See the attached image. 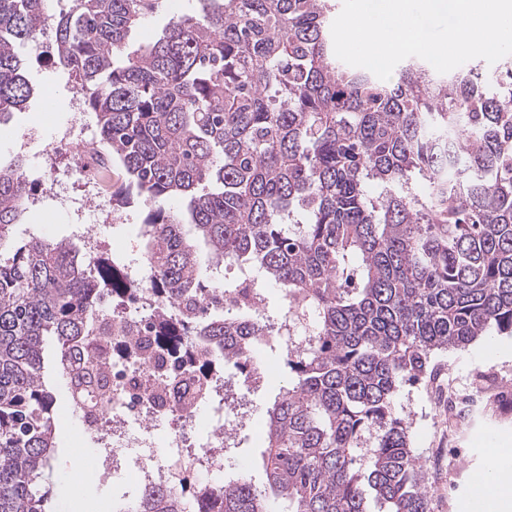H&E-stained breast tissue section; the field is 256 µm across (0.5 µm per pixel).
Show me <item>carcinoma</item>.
Returning <instances> with one entry per match:
<instances>
[{
    "mask_svg": "<svg viewBox=\"0 0 512 512\" xmlns=\"http://www.w3.org/2000/svg\"><path fill=\"white\" fill-rule=\"evenodd\" d=\"M45 2L0 0V118L33 95L17 46L38 36ZM198 2L132 50L129 31L159 0H71L55 21L56 64L122 165L112 209L146 211L156 335L202 336L196 347L226 360L261 347L288 386L268 411L264 486L239 472L126 512H270L273 497L288 512H430L394 398L432 374L433 351L512 335V55L493 79L476 66L439 77L411 57L384 81L339 63L334 0ZM31 191L22 159L0 165V512H45L51 497L48 345L69 380L64 361L77 360L101 298L136 288L119 260L10 240ZM225 264L256 279L265 323L245 302L201 315L174 306L216 298ZM269 284L305 349L267 331L279 322ZM69 397L95 400L80 382Z\"/></svg>",
    "mask_w": 512,
    "mask_h": 512,
    "instance_id": "obj_1",
    "label": "carcinoma"
}]
</instances>
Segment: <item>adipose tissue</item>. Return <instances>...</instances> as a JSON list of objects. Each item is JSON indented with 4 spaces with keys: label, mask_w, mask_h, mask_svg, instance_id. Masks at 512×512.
Returning a JSON list of instances; mask_svg holds the SVG:
<instances>
[{
    "label": "adipose tissue",
    "mask_w": 512,
    "mask_h": 512,
    "mask_svg": "<svg viewBox=\"0 0 512 512\" xmlns=\"http://www.w3.org/2000/svg\"><path fill=\"white\" fill-rule=\"evenodd\" d=\"M482 512H512V450L493 448L474 482Z\"/></svg>",
    "instance_id": "adipose-tissue-1"
}]
</instances>
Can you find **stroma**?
Listing matches in <instances>:
<instances>
[{
  "instance_id": "obj_1",
  "label": "stroma",
  "mask_w": 512,
  "mask_h": 512,
  "mask_svg": "<svg viewBox=\"0 0 512 512\" xmlns=\"http://www.w3.org/2000/svg\"><path fill=\"white\" fill-rule=\"evenodd\" d=\"M198 9L197 0H162L159 8L131 31L129 41L135 45L151 42L173 18L195 14ZM20 53L27 62V77L35 93L6 121L8 133L0 137V162L6 164L15 157L10 139L35 130L39 136L30 143L26 157L31 166L49 146L56 129L69 121L75 89L73 78L56 67L49 56L29 46L21 48ZM121 216L120 222L101 228L100 233L110 255L128 260L139 254L143 214L139 207L130 206L122 209ZM32 234L59 240L70 237L72 227L58 219L53 201L45 198L12 230L17 241ZM431 363L435 379L403 386L396 395V406L410 424L416 455L427 467L431 512H470L474 479L484 466L487 449L499 443L512 448V336L487 337L462 348L438 351L432 354ZM487 388L504 392V399L481 400L462 420L452 419L445 411L443 397L448 392L470 394ZM54 393L56 441L68 454L54 458L49 474L53 493L47 512H83L76 490L84 484L97 487L95 512H115L114 503L128 494V487L99 484L94 443L91 437H79L78 420L62 381H55ZM278 393L275 384L262 385L249 393L250 424L241 435L239 447L224 458L225 470L237 473L248 469L259 485L265 482L258 464L261 439L267 429V410Z\"/></svg>"
}]
</instances>
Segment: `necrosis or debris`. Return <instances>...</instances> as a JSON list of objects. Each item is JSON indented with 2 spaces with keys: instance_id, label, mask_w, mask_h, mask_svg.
I'll return each instance as SVG.
<instances>
[{
  "instance_id": "1",
  "label": "necrosis or debris",
  "mask_w": 512,
  "mask_h": 512,
  "mask_svg": "<svg viewBox=\"0 0 512 512\" xmlns=\"http://www.w3.org/2000/svg\"><path fill=\"white\" fill-rule=\"evenodd\" d=\"M72 106L68 124L39 157L40 182L55 201L59 219L80 216L84 253L93 260L103 251L99 225L115 220L106 202L109 164L79 135L81 97H74ZM62 151L76 164L79 193L71 192L59 172ZM127 270L139 286L134 300L101 302L91 320L96 332L80 349L82 360L104 362L109 387L94 416L79 413L80 430L96 444L101 480L125 481L136 495L186 488L200 475L223 472L225 447L247 426L236 407L245 397L242 386L263 379L265 372L247 375L229 363L212 365L206 375L209 397L201 410L184 408L174 395L161 400L147 396V389L179 372L181 360L152 333L158 303L146 266L137 261Z\"/></svg>"
}]
</instances>
